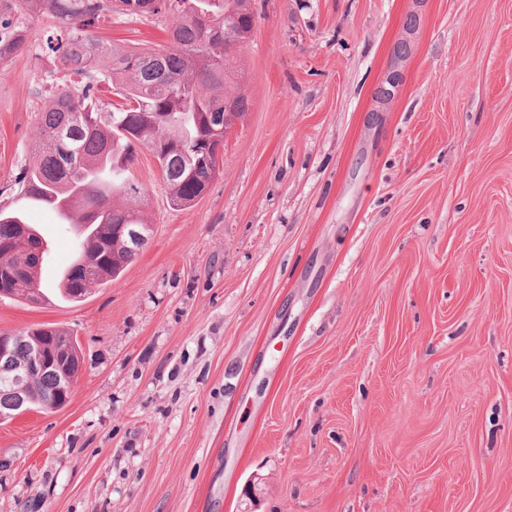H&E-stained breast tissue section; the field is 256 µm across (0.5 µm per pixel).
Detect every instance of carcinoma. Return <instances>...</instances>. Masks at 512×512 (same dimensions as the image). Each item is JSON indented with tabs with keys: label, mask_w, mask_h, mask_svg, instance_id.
I'll return each mask as SVG.
<instances>
[{
	"label": "carcinoma",
	"mask_w": 512,
	"mask_h": 512,
	"mask_svg": "<svg viewBox=\"0 0 512 512\" xmlns=\"http://www.w3.org/2000/svg\"><path fill=\"white\" fill-rule=\"evenodd\" d=\"M114 15L172 20L161 50L126 48L104 42L100 22ZM44 16L53 19L44 52L60 61L63 76L44 88L38 112L40 137L18 177V195L54 211L78 230L84 247L56 284L65 300H80L94 286L118 277L132 261L116 254L121 224H145L138 208L146 189L131 165L140 147L159 161L170 201L189 207L220 175L228 124L247 109L230 71L232 51L252 32L249 0H0V68L25 51L28 31ZM108 91L123 102L100 99ZM0 297L31 300L41 291L48 244L22 213L0 205ZM72 355L77 342L65 330L44 325L14 333V358L24 360L31 337ZM71 390L53 371L34 381L24 403L0 386V411L20 403L33 410H59Z\"/></svg>",
	"instance_id": "1"
}]
</instances>
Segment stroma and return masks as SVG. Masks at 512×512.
<instances>
[{
    "instance_id": "obj_1",
    "label": "stroma",
    "mask_w": 512,
    "mask_h": 512,
    "mask_svg": "<svg viewBox=\"0 0 512 512\" xmlns=\"http://www.w3.org/2000/svg\"><path fill=\"white\" fill-rule=\"evenodd\" d=\"M224 171L83 301L0 298L82 365L0 422V512H512V0H252ZM50 24L0 69L19 206ZM137 48L161 28L105 22ZM42 284L75 256L56 214Z\"/></svg>"
}]
</instances>
